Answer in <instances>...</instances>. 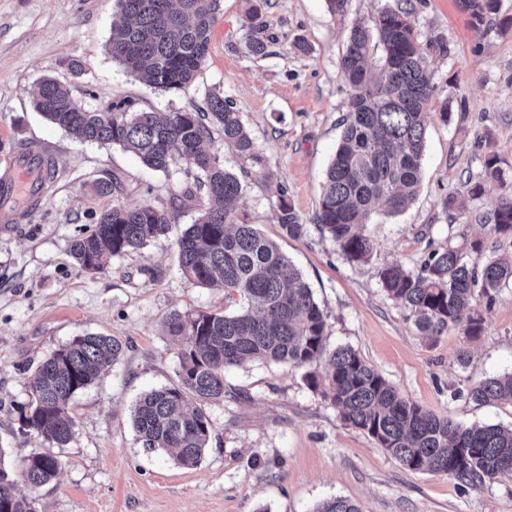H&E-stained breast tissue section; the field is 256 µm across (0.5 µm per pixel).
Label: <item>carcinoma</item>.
I'll list each match as a JSON object with an SVG mask.
<instances>
[{"label":"carcinoma","mask_w":512,"mask_h":512,"mask_svg":"<svg viewBox=\"0 0 512 512\" xmlns=\"http://www.w3.org/2000/svg\"><path fill=\"white\" fill-rule=\"evenodd\" d=\"M476 27L496 19L512 29V14L501 13V0H459ZM105 52L127 72L168 94L186 91L208 54L212 28L222 0H118ZM249 27L256 37L249 50L266 53L257 37L261 13L252 11ZM382 51L378 73L369 67L371 51ZM443 56L449 46L438 40L422 44L411 12L385 7L371 24L350 30L341 69L349 88L348 111L336 153L326 170L313 223L352 261L368 259L374 241L363 226L375 206L402 212L416 195L422 178L426 118L435 103L437 85L428 53ZM35 111L83 143L118 146L149 169L167 172L175 157L192 166L194 181L205 191L204 208L178 236L179 266L188 282L218 285L224 297L241 305L235 314L174 312L164 320L166 336L178 349L177 381L151 390L136 402L132 424L147 452L172 449L183 466L198 465L209 447L211 422L205 406L224 399V370L253 361L307 369L308 386L321 393L348 425L362 430L412 471L443 473L467 484L512 476V427H464L403 397L372 365L349 347L330 348L326 321L300 272L237 207L243 186L224 168L207 144L212 130L252 166L265 160L244 126L240 113L223 97L208 95L192 112L138 110L130 103L89 108L69 87L44 78L32 98ZM40 172V183L56 174L50 157L22 155ZM503 180L496 153L488 154L478 176H468L467 195L448 194L446 210H463L486 186ZM286 234L299 238L307 227L280 197L275 211ZM491 236L512 237V198H503L485 225ZM172 230L167 212L151 204L120 203L102 213L92 233L75 239L72 256L91 273L107 268L112 258L144 250ZM485 239L462 249L429 253L417 272L391 264L379 271L388 297L403 305L421 335L435 337L450 326L476 339L484 317L474 304L479 294L492 302L512 284V260L485 256ZM122 352L110 336L87 333L56 350L37 367L30 398L18 409L22 429L62 448L73 435L70 402L93 385ZM477 403L512 405V372L487 378L468 390ZM61 461L38 452L21 465L22 479L32 487L54 480ZM0 512H31L30 498L18 493L0 450ZM315 512H360L344 497L320 503Z\"/></svg>","instance_id":"obj_1"}]
</instances>
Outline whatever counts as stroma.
<instances>
[{
    "label": "stroma",
    "instance_id": "35a3bbf8",
    "mask_svg": "<svg viewBox=\"0 0 512 512\" xmlns=\"http://www.w3.org/2000/svg\"><path fill=\"white\" fill-rule=\"evenodd\" d=\"M410 8L421 42H446L451 53L429 54V65L450 102V118L428 117L422 181L402 213H372L365 232L371 259L353 263L313 227L326 169L347 111L340 69L348 27L371 21L383 6ZM259 10L265 55L249 52L247 17ZM116 0H0V178L20 147L51 156L57 174L39 207L0 223V450L10 466L49 449L23 431L18 409L40 362L75 337L98 333L123 351L70 404L73 439L54 450L61 461L53 482L22 495L39 512H314L342 496L361 512H512V477L472 486L445 474L414 472L363 431L348 426L304 372L253 362L227 369L226 395L210 403L211 442L199 465L145 452L131 412L140 395L172 384L178 351L163 335L174 311H237L220 288L189 284L178 267L176 234L138 253L113 258L91 274L70 254L113 203L168 210L178 227L192 223L203 202L185 161L169 172L144 167L119 147L80 143L46 121L30 92L50 77L69 85L89 107L120 100L141 109L189 110L208 95L231 100L266 159L257 170L214 135L212 147L240 179L241 210L301 272L320 304L330 347L346 346L378 370L401 395L454 422L512 426V405L478 404L468 386L512 369V286L493 302L477 299L485 330L471 340L460 328L428 338L408 311L389 299L379 270L392 262L419 270L435 249L463 247L486 237L501 197L512 194V32L473 28L456 0H350L346 19L326 0H223L207 58L180 95L148 87L104 50ZM83 71L73 74L72 63ZM497 153L502 182L469 200L465 211L442 206ZM119 179L120 191L95 185ZM286 196L307 233L291 238L275 219ZM494 255L512 257V239L486 237ZM469 359L459 363V351Z\"/></svg>",
    "mask_w": 512,
    "mask_h": 512
}]
</instances>
